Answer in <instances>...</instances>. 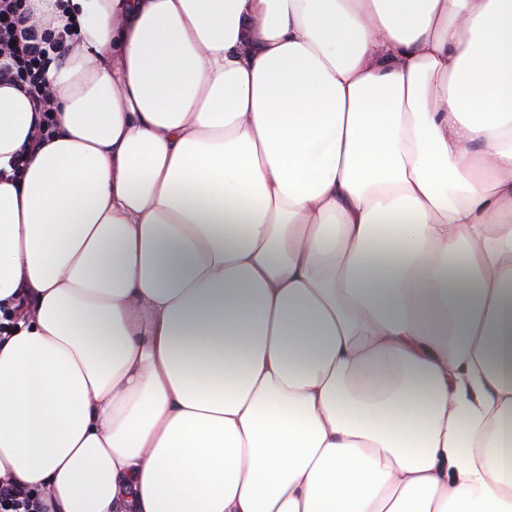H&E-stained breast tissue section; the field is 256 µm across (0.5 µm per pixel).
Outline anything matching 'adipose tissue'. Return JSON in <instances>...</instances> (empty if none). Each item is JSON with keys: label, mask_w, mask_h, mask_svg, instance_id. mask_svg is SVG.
<instances>
[{"label": "adipose tissue", "mask_w": 512, "mask_h": 512, "mask_svg": "<svg viewBox=\"0 0 512 512\" xmlns=\"http://www.w3.org/2000/svg\"><path fill=\"white\" fill-rule=\"evenodd\" d=\"M0 82V476L47 512H512V0H63ZM28 0H0V80L23 90L31 99L38 122L26 149L17 155L15 166L36 151L54 132L55 100L50 84V67L69 50L73 25L56 30L51 21H31ZM16 41V45H13ZM28 307L24 297H19L14 304H2L0 306V340L6 342L18 328L23 311ZM6 321V322H4Z\"/></svg>", "instance_id": "adipose-tissue-1"}]
</instances>
